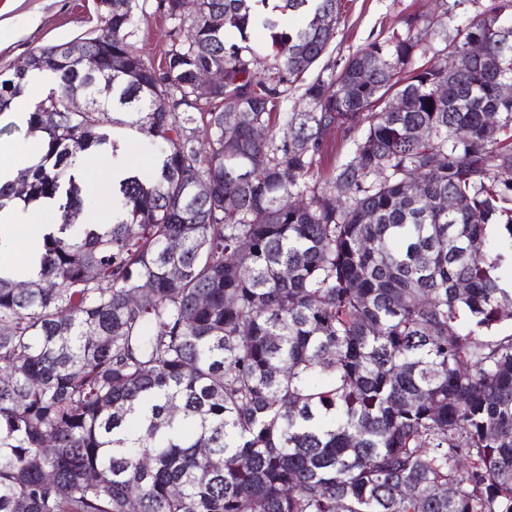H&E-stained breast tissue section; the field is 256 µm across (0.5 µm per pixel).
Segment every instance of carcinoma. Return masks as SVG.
<instances>
[{"label":"carcinoma","instance_id":"obj_1","mask_svg":"<svg viewBox=\"0 0 512 512\" xmlns=\"http://www.w3.org/2000/svg\"><path fill=\"white\" fill-rule=\"evenodd\" d=\"M132 2L0 74V113L51 82L26 121L38 161L0 210L47 198L62 220L38 278L0 269V512H512V0H488L443 64L407 20L306 83L299 112L281 102L340 0H281L286 28L265 0H155L180 22L157 63ZM202 70L220 81L207 112ZM335 125L354 150L322 177ZM118 126L155 171L112 186L99 232L81 173Z\"/></svg>","mask_w":512,"mask_h":512}]
</instances>
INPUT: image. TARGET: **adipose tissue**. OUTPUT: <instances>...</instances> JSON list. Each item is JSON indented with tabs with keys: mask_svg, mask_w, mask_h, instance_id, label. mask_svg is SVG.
<instances>
[{
	"mask_svg": "<svg viewBox=\"0 0 512 512\" xmlns=\"http://www.w3.org/2000/svg\"><path fill=\"white\" fill-rule=\"evenodd\" d=\"M52 207V201L42 199L25 207L14 206L0 210V256L10 258L23 278H36L44 236L59 232L58 225L39 221L40 215ZM21 237L25 238L27 247L24 253L18 254L13 244Z\"/></svg>",
	"mask_w": 512,
	"mask_h": 512,
	"instance_id": "adipose-tissue-1",
	"label": "adipose tissue"
}]
</instances>
